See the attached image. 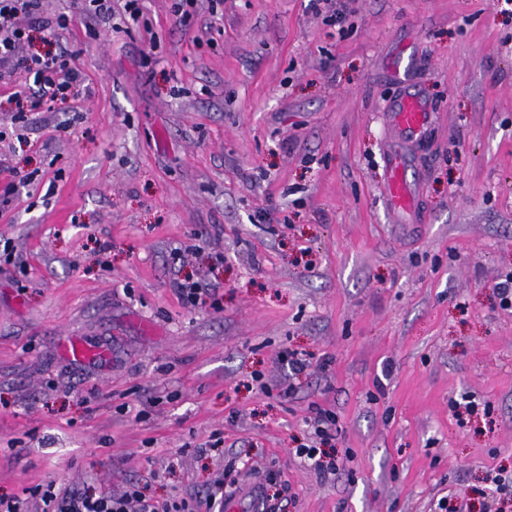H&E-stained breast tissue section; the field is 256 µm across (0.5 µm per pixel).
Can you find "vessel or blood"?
Here are the masks:
<instances>
[{
    "label": "vessel or blood",
    "mask_w": 512,
    "mask_h": 512,
    "mask_svg": "<svg viewBox=\"0 0 512 512\" xmlns=\"http://www.w3.org/2000/svg\"><path fill=\"white\" fill-rule=\"evenodd\" d=\"M430 120L431 114L427 104L409 94L401 96L392 109L391 124L398 147L386 154V197L394 213L409 212L416 204L418 190L406 179V170L411 163L408 148L423 140ZM65 351L70 357L80 361H93L104 355L100 347L82 340L68 342ZM224 512H266L261 482H246L237 492L225 497Z\"/></svg>",
    "instance_id": "1"
}]
</instances>
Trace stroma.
I'll list each match as a JSON object with an SVG mask.
<instances>
[{"label":"stroma","mask_w":512,"mask_h":512,"mask_svg":"<svg viewBox=\"0 0 512 512\" xmlns=\"http://www.w3.org/2000/svg\"><path fill=\"white\" fill-rule=\"evenodd\" d=\"M110 4L25 20L18 57L81 75L66 104L17 112L0 77V189L31 177L0 202V495L35 512L22 493L49 484L192 501L252 479L282 512H487L512 479V0H354L337 22L197 0L184 25L141 0L128 27ZM404 89L433 121L400 220L384 153ZM69 338L108 359L68 358ZM467 396L489 413H454ZM316 406L339 428L326 478L296 454Z\"/></svg>","instance_id":"obj_1"}]
</instances>
